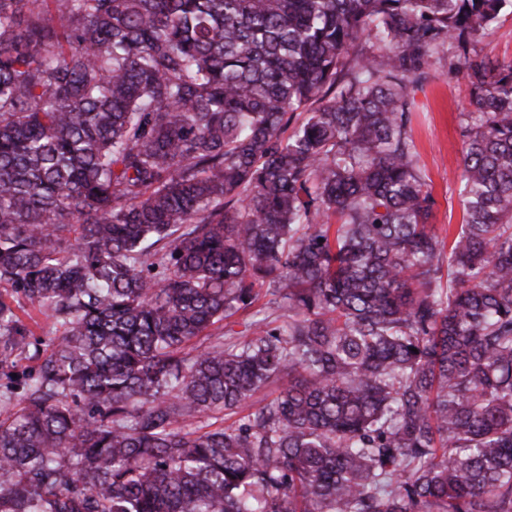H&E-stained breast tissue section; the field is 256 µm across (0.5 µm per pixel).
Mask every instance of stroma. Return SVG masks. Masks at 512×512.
<instances>
[{
	"label": "stroma",
	"mask_w": 512,
	"mask_h": 512,
	"mask_svg": "<svg viewBox=\"0 0 512 512\" xmlns=\"http://www.w3.org/2000/svg\"><path fill=\"white\" fill-rule=\"evenodd\" d=\"M433 70L434 78L413 93L412 135L436 200L432 222L444 230L462 222L458 179L463 142L457 114L468 109L470 93L464 80L449 75L447 59L437 60Z\"/></svg>",
	"instance_id": "35a3bbf8"
}]
</instances>
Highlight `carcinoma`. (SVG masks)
<instances>
[{"label":"carcinoma","instance_id":"carcinoma-1","mask_svg":"<svg viewBox=\"0 0 512 512\" xmlns=\"http://www.w3.org/2000/svg\"><path fill=\"white\" fill-rule=\"evenodd\" d=\"M507 8L0 0V512H512ZM449 46L450 241L410 128ZM481 55L492 59L512 58V13L505 10L489 34L477 45ZM265 302H266V299H261L249 311H246V312L240 311L237 314L233 315L232 317L228 318L227 320H224L223 323L216 325L214 327V329L211 331L213 336H220L221 334L227 332V330L230 328L236 332L243 331L244 324L246 322L258 320L264 316L263 313H260L258 315H255V314L258 309H261L262 305ZM218 326H220V327L217 328ZM22 320L32 329L36 338H42L43 344L38 346L40 348V356H44L48 351V347L45 345V341L48 340V336H59L61 331H56L53 327L51 319L47 318L46 315L41 313L38 307L30 305L25 306V311L19 312Z\"/></svg>","mask_w":512,"mask_h":512}]
</instances>
